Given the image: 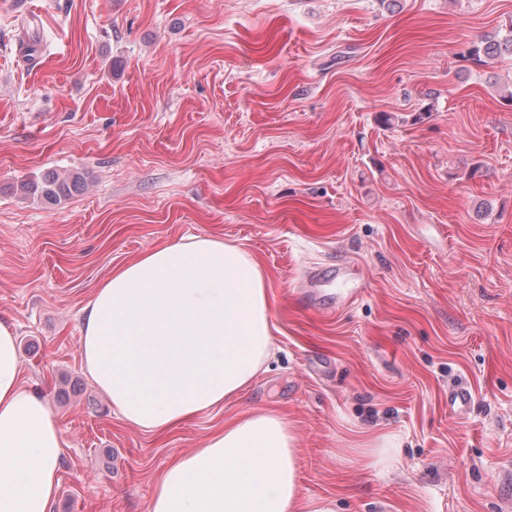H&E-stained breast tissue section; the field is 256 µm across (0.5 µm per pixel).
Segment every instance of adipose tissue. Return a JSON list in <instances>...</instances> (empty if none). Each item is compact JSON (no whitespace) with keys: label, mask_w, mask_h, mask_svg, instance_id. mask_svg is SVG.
<instances>
[{"label":"adipose tissue","mask_w":512,"mask_h":512,"mask_svg":"<svg viewBox=\"0 0 512 512\" xmlns=\"http://www.w3.org/2000/svg\"><path fill=\"white\" fill-rule=\"evenodd\" d=\"M80 351L120 418L160 433L241 395L274 353L263 274L209 236L168 243L113 269L83 309ZM66 441L48 399L22 376L0 320V512H50ZM148 512H333L299 494L286 416L225 423L173 460Z\"/></svg>","instance_id":"obj_1"}]
</instances>
